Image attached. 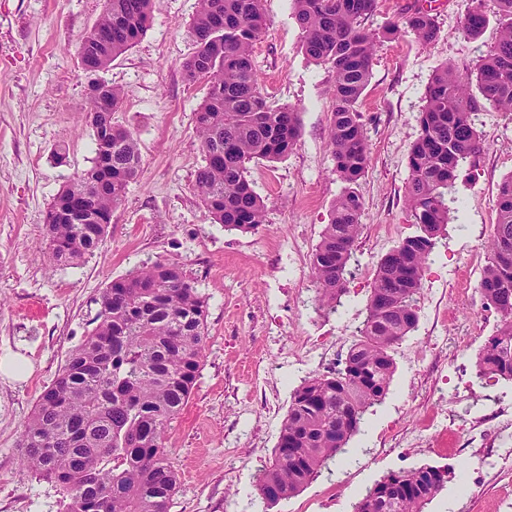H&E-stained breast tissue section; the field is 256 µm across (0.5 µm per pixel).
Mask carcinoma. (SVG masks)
Returning <instances> with one entry per match:
<instances>
[{
  "mask_svg": "<svg viewBox=\"0 0 512 512\" xmlns=\"http://www.w3.org/2000/svg\"><path fill=\"white\" fill-rule=\"evenodd\" d=\"M153 0H104L93 28H112V46L97 51L93 165L58 192L46 215L45 250L56 264L75 265L102 244L113 210L138 175L137 139L112 121L121 89L102 77L118 55L145 32ZM498 36L475 77L452 66L436 69L425 92L421 132L408 154L405 204L415 232L377 265L366 316L340 369L316 373L291 393L272 464L257 479L265 501L301 492L344 453L365 413L388 393L395 372V338L418 323L417 295L437 239L459 213L456 184L484 151L472 115L512 112V0H494ZM302 31L301 51L332 77L327 143L344 184L311 257L321 308L334 312L348 293L349 266L362 233L363 203L356 191L369 166L357 106L372 75L377 38L406 33L428 44L438 36L429 0H415L404 26L378 35L365 27L377 0H291ZM267 26L261 0H197L190 23L195 51L183 63L187 81L203 82L196 111L204 165L195 183L214 224L254 231L267 204L248 179L249 165L291 152L299 113L269 102L261 89L253 47ZM88 203L89 220L56 219L59 209ZM488 307L500 315L480 350L481 379L512 380V175L497 193L489 256L479 282ZM384 297L387 305L377 300ZM94 327L40 394L24 424L23 463L59 487L63 512H169L178 474L165 448V431L189 401L208 338L207 302L184 268L156 260L115 279L102 292ZM448 482L434 466L391 472L366 489L354 512H424Z\"/></svg>",
  "mask_w": 512,
  "mask_h": 512,
  "instance_id": "carcinoma-1",
  "label": "carcinoma"
}]
</instances>
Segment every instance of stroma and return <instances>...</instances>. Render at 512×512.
<instances>
[{
	"label": "stroma",
	"mask_w": 512,
	"mask_h": 512,
	"mask_svg": "<svg viewBox=\"0 0 512 512\" xmlns=\"http://www.w3.org/2000/svg\"><path fill=\"white\" fill-rule=\"evenodd\" d=\"M432 5L435 41L408 34L376 44L358 106L370 151L356 186L363 231L349 292L327 313L310 259L343 188L327 146L331 75L302 54L290 0H262L268 25L253 52L263 92L301 119L287 156L251 166L267 202L265 224L242 233L206 216L195 189L203 163L195 111L207 87L188 82L182 69L194 50L196 0H153L147 30L104 74L124 92L113 119L137 138L141 170L100 247L73 267L48 261L42 229L59 189L95 157L77 49L104 0H0V358L27 367L17 379L0 374V512H59V489L21 460L23 423L90 330L103 288L159 259L183 265L207 300L200 372L165 435L179 477L171 512H353L383 476L423 465L450 473L426 512H512V465H477L512 448V425L496 417L498 407H512V381L479 379L474 367L500 320L485 307L479 281L497 188L512 174V115L494 111L475 117L485 149L474 178L456 186L466 207L430 256L418 324L393 352L388 394L344 454L301 492L269 508L256 490L293 389L344 359L379 260L414 232L404 201L407 156L434 71L444 63L473 69L497 35L494 20L480 39L462 31L472 0ZM435 418L444 421L442 433L426 432L419 448L400 444L398 431ZM392 424L397 433H388Z\"/></svg>",
	"instance_id": "1"
}]
</instances>
